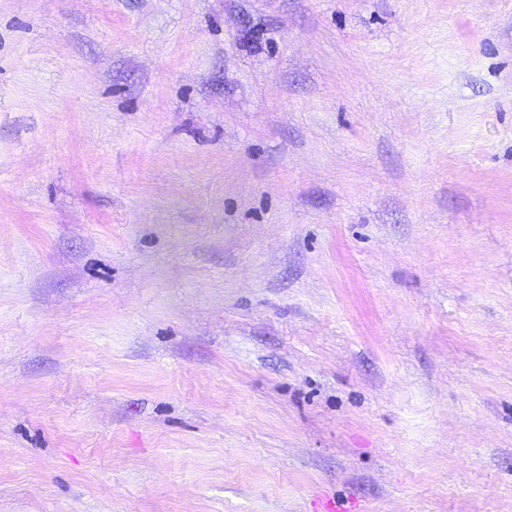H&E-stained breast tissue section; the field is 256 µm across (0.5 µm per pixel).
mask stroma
Segmentation results:
<instances>
[{
	"label": "stroma",
	"instance_id": "stroma-1",
	"mask_svg": "<svg viewBox=\"0 0 512 512\" xmlns=\"http://www.w3.org/2000/svg\"><path fill=\"white\" fill-rule=\"evenodd\" d=\"M512 512V0H0V512Z\"/></svg>",
	"mask_w": 512,
	"mask_h": 512
}]
</instances>
